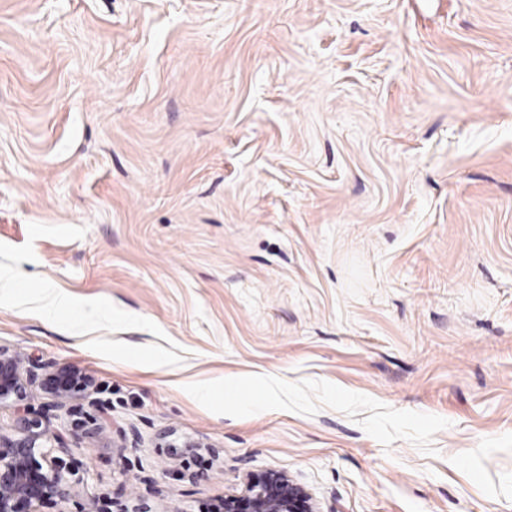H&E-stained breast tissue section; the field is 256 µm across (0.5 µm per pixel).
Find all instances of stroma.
<instances>
[{
	"label": "stroma",
	"instance_id": "35a3bbf8",
	"mask_svg": "<svg viewBox=\"0 0 512 512\" xmlns=\"http://www.w3.org/2000/svg\"><path fill=\"white\" fill-rule=\"evenodd\" d=\"M0 347L110 409L41 512H512V0H0ZM311 500L308 490L286 472L269 470L258 479L247 475L239 493L225 495L224 512H301L299 504Z\"/></svg>",
	"mask_w": 512,
	"mask_h": 512
}]
</instances>
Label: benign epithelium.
<instances>
[{"label":"benign epithelium","mask_w":512,"mask_h":512,"mask_svg":"<svg viewBox=\"0 0 512 512\" xmlns=\"http://www.w3.org/2000/svg\"><path fill=\"white\" fill-rule=\"evenodd\" d=\"M54 399V407L72 417L69 434L83 439L92 434L89 421L69 407L80 396L101 412L93 398L97 386L91 376L71 364L42 363L0 348V406L14 407L9 430H0V512H39L47 501L67 504L81 494L82 479L63 458L51 455L52 443L62 436L50 428L48 413L30 403L33 387ZM312 500L308 490L287 473L270 470L262 477H246L241 491L224 497V512H299Z\"/></svg>","instance_id":"7a95c632"}]
</instances>
